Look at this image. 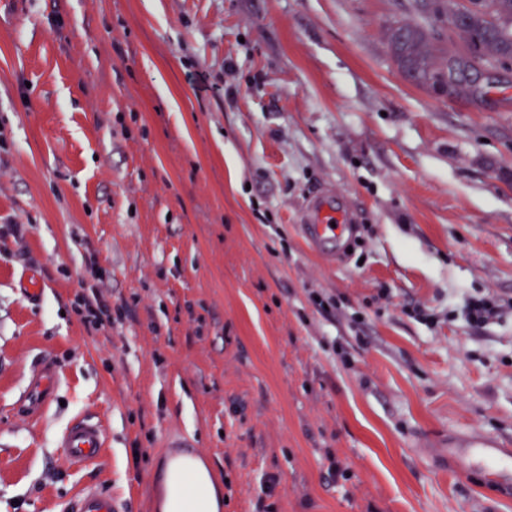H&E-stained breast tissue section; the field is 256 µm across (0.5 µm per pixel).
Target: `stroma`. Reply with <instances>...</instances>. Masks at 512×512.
<instances>
[{"mask_svg":"<svg viewBox=\"0 0 512 512\" xmlns=\"http://www.w3.org/2000/svg\"><path fill=\"white\" fill-rule=\"evenodd\" d=\"M21 3L0 10V228L24 227L0 237V512L95 486L160 512L149 477L184 437L224 512H512L483 464L448 468L449 435L512 444V59L474 97L405 80L386 36L414 0ZM229 67L238 94L200 84ZM321 189L358 219L336 257L302 231ZM83 292L132 313L88 333ZM45 361L61 385L32 417ZM84 418L106 445L75 468ZM499 313L496 301L491 296L472 299L466 311L468 321L475 325L486 324ZM102 445L103 428L99 422L76 421L62 437L66 458L75 467H85L95 462L104 449ZM166 449L167 452L165 458L167 462L170 460L172 463L174 460L181 458H198L208 464V457L200 448H196L192 442L168 441Z\"/></svg>","mask_w":512,"mask_h":512,"instance_id":"obj_1","label":"stroma"}]
</instances>
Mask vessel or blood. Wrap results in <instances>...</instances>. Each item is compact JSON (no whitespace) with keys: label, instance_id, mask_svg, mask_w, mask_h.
<instances>
[{"label":"vessel or blood","instance_id":"1","mask_svg":"<svg viewBox=\"0 0 512 512\" xmlns=\"http://www.w3.org/2000/svg\"><path fill=\"white\" fill-rule=\"evenodd\" d=\"M354 228L350 210L337 200L334 192L322 190L311 196L304 211L303 232L313 246L335 251L340 239ZM60 380L55 368L43 365L30 380L21 404L30 415H37L55 397ZM103 428L100 423L80 420L64 432L62 446L68 462L84 467L95 462L103 448ZM466 451L449 447L448 460L457 470H465L467 456H474L495 465L499 488L512 490V448L504 443L475 433L466 443ZM61 512H119L112 496L103 490L83 489L71 496Z\"/></svg>","mask_w":512,"mask_h":512}]
</instances>
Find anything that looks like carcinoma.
Segmentation results:
<instances>
[{"label":"carcinoma","instance_id":"obj_1","mask_svg":"<svg viewBox=\"0 0 512 512\" xmlns=\"http://www.w3.org/2000/svg\"><path fill=\"white\" fill-rule=\"evenodd\" d=\"M463 10L467 11V21L452 31L451 53L467 46L477 52L479 61L512 56V0H469L467 5L448 0V20ZM421 18L420 23L391 28L388 47L399 71L417 74V84L426 86L444 74L448 56L437 52L426 32L424 22L430 15Z\"/></svg>","mask_w":512,"mask_h":512}]
</instances>
